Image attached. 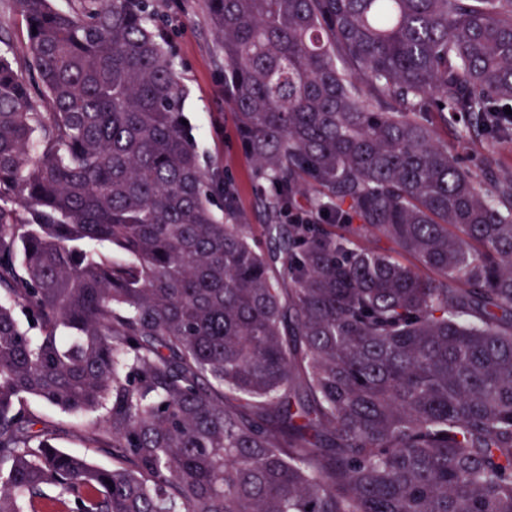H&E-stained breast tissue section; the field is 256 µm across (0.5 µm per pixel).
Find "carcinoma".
Returning a JSON list of instances; mask_svg holds the SVG:
<instances>
[{
	"label": "carcinoma",
	"mask_w": 512,
	"mask_h": 512,
	"mask_svg": "<svg viewBox=\"0 0 512 512\" xmlns=\"http://www.w3.org/2000/svg\"><path fill=\"white\" fill-rule=\"evenodd\" d=\"M77 2L0 51V512H512V178L431 122L512 133V0H205L259 230L150 0ZM30 409L37 415L58 423L61 433L58 439V445L65 451L80 457H84L104 468L112 466V455L102 448H89L69 435L72 425L77 422H85L90 417L73 416L62 412L60 409L38 399L30 398L28 400Z\"/></svg>",
	"instance_id": "obj_1"
}]
</instances>
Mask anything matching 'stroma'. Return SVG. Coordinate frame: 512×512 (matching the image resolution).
<instances>
[{"label":"stroma","mask_w":512,"mask_h":512,"mask_svg":"<svg viewBox=\"0 0 512 512\" xmlns=\"http://www.w3.org/2000/svg\"><path fill=\"white\" fill-rule=\"evenodd\" d=\"M162 25L169 32L181 81L187 89L184 114L207 160L219 162L237 190L238 207L246 223L263 224L267 217L256 204L255 182L231 113L224 107V58L206 19L205 0H154ZM37 415L58 423L60 448L108 468L112 456L90 448L69 434L76 416L38 399H29Z\"/></svg>","instance_id":"1"}]
</instances>
